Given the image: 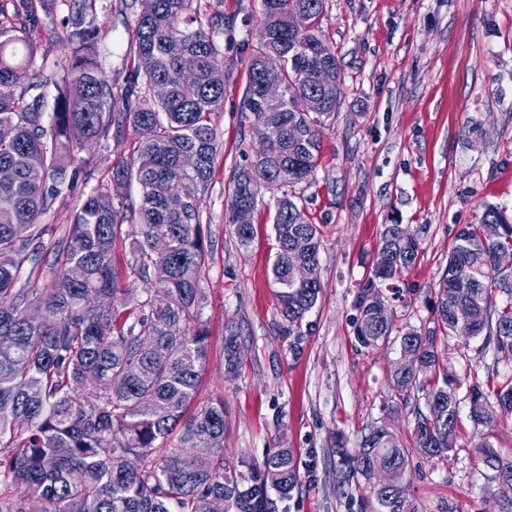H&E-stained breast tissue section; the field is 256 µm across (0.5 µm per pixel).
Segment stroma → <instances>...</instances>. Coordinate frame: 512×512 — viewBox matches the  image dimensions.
<instances>
[{
	"label": "stroma",
	"instance_id": "stroma-1",
	"mask_svg": "<svg viewBox=\"0 0 512 512\" xmlns=\"http://www.w3.org/2000/svg\"><path fill=\"white\" fill-rule=\"evenodd\" d=\"M84 0H51L32 29V68L48 83L68 76L59 39ZM203 17L224 16L214 39L231 73L224 110L214 121L222 151L201 201L210 248L203 286L209 358L199 401L224 399V458L240 474L280 448L301 462L300 482L276 512H361L367 487L345 483L337 438L355 450L370 427L388 425L409 438L411 416L386 414L394 400L388 377L400 357L388 342L374 349L355 339L356 288L371 271L382 234L401 225L419 256L389 295L394 331L430 327L431 300L462 225L485 206L512 215V0H325L319 29L345 73V90L321 137L312 182L293 188L309 221L322 229L321 298L300 340L282 335L271 265L274 196L261 190L255 238L238 246L226 224V189L247 166L265 131L242 109L247 60L257 45L262 0H200ZM104 37L96 56L106 79L133 67L128 54L134 11L126 0H94L87 12ZM132 130L75 154L71 186L40 219L53 247L94 188L109 184L112 165L129 160ZM233 325L245 351L235 377L224 368V328ZM456 375L493 393L512 376V357L448 341ZM462 433L444 459L413 456L405 473L416 512H502L487 493L479 445L491 440L512 456V417L494 428L474 425L459 404Z\"/></svg>",
	"mask_w": 512,
	"mask_h": 512
}]
</instances>
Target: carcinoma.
Instances as JSON below:
<instances>
[{
    "label": "carcinoma",
    "instance_id": "cac0c4a2",
    "mask_svg": "<svg viewBox=\"0 0 512 512\" xmlns=\"http://www.w3.org/2000/svg\"><path fill=\"white\" fill-rule=\"evenodd\" d=\"M194 2L132 0L135 67L122 83L102 76L93 55L103 34L77 12L67 35L70 79L52 93L38 72L15 85L34 54L26 20L48 0L0 3V126L12 130L11 139L0 140V256L11 258L0 264V512H206L212 497L224 499L225 512H274L269 490L286 496L299 483L288 448L247 480L227 471L224 398L197 402L210 338L202 319L208 251L201 199L221 152L213 116L224 109L227 76L211 32L192 27ZM262 2L265 21L248 58L243 108L279 131L255 162L271 172L267 186L280 189L312 179L345 77L319 35L325 0ZM270 53L283 61L274 73L262 68ZM187 57L197 64L188 80L181 76ZM329 68L333 84L323 78ZM269 81L280 85L277 100L263 94ZM127 128L137 136L133 159L112 166V181L136 182L138 195L116 201L108 188L94 189L45 252L47 228L39 219L67 179L68 159ZM228 196L231 233L247 248L259 187L240 169ZM486 224L500 225L497 238L484 236ZM273 230L280 328L298 338L321 293V231L286 192L275 200ZM505 252H512V217L488 206L481 224L457 233L434 292L433 326L398 336L409 365L390 375L400 401L393 410L411 415L412 443L381 424L353 453L336 444L345 482L368 485L366 512H415L404 485L410 457L444 458L457 447L463 382L448 370L439 343L482 336L496 350L512 344V271L497 265ZM121 254L130 258L121 261ZM418 254L416 239L387 225L372 272L357 288L360 346L372 349L391 335L382 285H395ZM27 266L43 287L29 285L30 278L19 284ZM74 266L83 269L78 281L69 276ZM497 295L505 297L500 308ZM458 306L469 308L465 325L455 316ZM243 358L237 331L225 326L229 375ZM466 396L472 421L490 428L512 414V377L493 400L475 383ZM480 448L487 491L512 512V457L487 440ZM380 468L392 474L385 487L375 484Z\"/></svg>",
    "mask_w": 512,
    "mask_h": 512
}]
</instances>
